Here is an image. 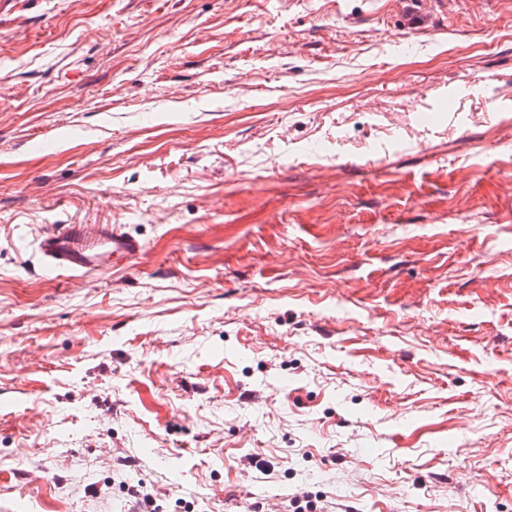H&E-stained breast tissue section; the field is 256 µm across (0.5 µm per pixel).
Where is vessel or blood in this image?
Instances as JSON below:
<instances>
[{
	"mask_svg": "<svg viewBox=\"0 0 512 512\" xmlns=\"http://www.w3.org/2000/svg\"><path fill=\"white\" fill-rule=\"evenodd\" d=\"M80 224H63L45 232L36 242V252L46 276H86L107 271L114 264L135 260L144 242L118 226L99 225L92 243H84Z\"/></svg>",
	"mask_w": 512,
	"mask_h": 512,
	"instance_id": "obj_1",
	"label": "vessel or blood"
}]
</instances>
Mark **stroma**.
Instances as JSON below:
<instances>
[{"label":"stroma","mask_w":512,"mask_h":512,"mask_svg":"<svg viewBox=\"0 0 512 512\" xmlns=\"http://www.w3.org/2000/svg\"><path fill=\"white\" fill-rule=\"evenodd\" d=\"M430 17L0 0V512H512V0ZM83 224H61L36 241L42 270L48 277L103 273L118 262H131L145 249L144 242L116 225L101 224L93 242L82 244Z\"/></svg>","instance_id":"1"}]
</instances>
